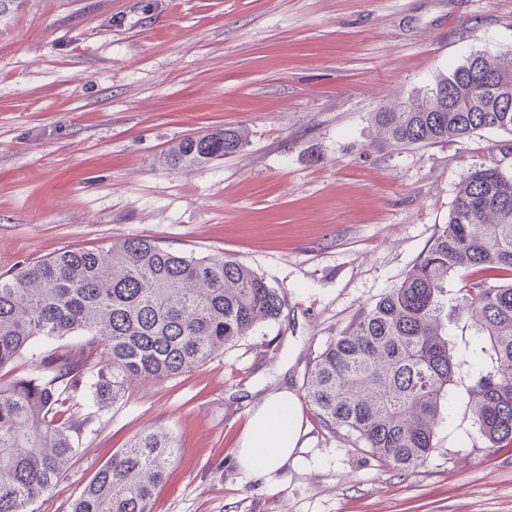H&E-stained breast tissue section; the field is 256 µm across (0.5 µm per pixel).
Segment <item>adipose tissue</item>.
<instances>
[{
	"instance_id": "obj_1",
	"label": "adipose tissue",
	"mask_w": 512,
	"mask_h": 512,
	"mask_svg": "<svg viewBox=\"0 0 512 512\" xmlns=\"http://www.w3.org/2000/svg\"><path fill=\"white\" fill-rule=\"evenodd\" d=\"M296 404L295 393L284 385L268 391L255 404L236 450L235 461L240 471L268 477L288 463L301 434L299 426L292 422Z\"/></svg>"
}]
</instances>
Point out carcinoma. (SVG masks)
<instances>
[{"mask_svg": "<svg viewBox=\"0 0 512 512\" xmlns=\"http://www.w3.org/2000/svg\"><path fill=\"white\" fill-rule=\"evenodd\" d=\"M374 124L400 147L483 130L512 136V47L470 55L408 104L383 107ZM245 141L230 127L187 137L167 162L223 158ZM284 304L283 289L234 257L187 256L147 238L65 250L0 277V371L22 356L41 367L0 378V512H35L79 438L134 382L195 371L278 319ZM452 316L469 320L488 363L467 392L479 439L509 448L512 172L497 161L460 178L448 223L424 255L316 356L303 388L314 415L387 466L421 465L455 381ZM176 453L170 433L143 432L98 469L70 512H151Z\"/></svg>", "mask_w": 512, "mask_h": 512, "instance_id": "1", "label": "carcinoma"}]
</instances>
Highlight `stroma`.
<instances>
[{
  "instance_id": "obj_1",
  "label": "stroma",
  "mask_w": 512,
  "mask_h": 512,
  "mask_svg": "<svg viewBox=\"0 0 512 512\" xmlns=\"http://www.w3.org/2000/svg\"><path fill=\"white\" fill-rule=\"evenodd\" d=\"M512 46V0H0V275L74 248L149 238L236 257L285 289L263 324L196 371L133 384L84 434L37 512H69L139 433L178 444L152 512H512V447L479 440L483 373L466 319L431 456L382 465L301 406L296 458L235 465L254 403L394 288L448 221L461 176L512 136L400 149L373 114L470 54ZM234 127V155L173 168L187 137Z\"/></svg>"
}]
</instances>
